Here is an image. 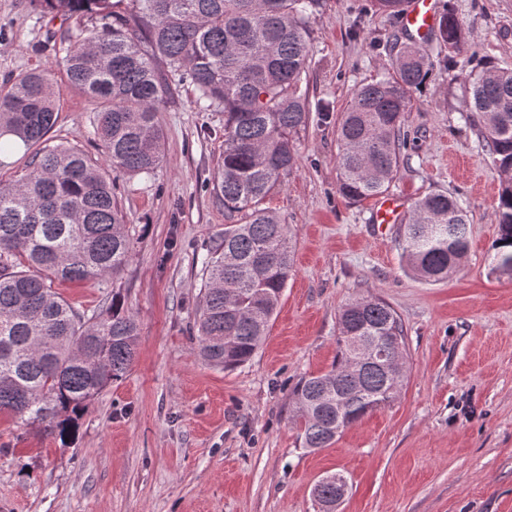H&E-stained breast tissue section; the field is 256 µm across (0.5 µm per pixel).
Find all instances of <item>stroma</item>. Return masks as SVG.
<instances>
[{
    "instance_id": "35a3bbf8",
    "label": "stroma",
    "mask_w": 512,
    "mask_h": 512,
    "mask_svg": "<svg viewBox=\"0 0 512 512\" xmlns=\"http://www.w3.org/2000/svg\"><path fill=\"white\" fill-rule=\"evenodd\" d=\"M438 2L472 39L454 68L435 57L415 93L389 194L403 216L432 192L466 200L471 245L456 272L433 284L406 272L399 224H377L376 200L352 204L338 191L340 115L390 70L384 45L406 30L373 0H324L311 21L299 162L265 202L295 238L265 342L229 371L193 352L201 259L229 217L212 190L224 111L199 109L184 83L158 115L165 143L153 177L116 181L141 233L132 263L114 284L59 287L87 311L120 288L139 320L134 364L90 402L73 443L0 414V512H317L312 489L336 472L350 484L339 512H512V275L492 269L501 176L479 147L480 123L465 116L481 66L512 68V0ZM73 27L30 0H0V89L43 71L58 93L51 144L93 155L92 105L66 87ZM369 293L403 320L406 384L331 447L304 448L292 389L330 370L340 308Z\"/></svg>"
}]
</instances>
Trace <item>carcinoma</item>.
Returning <instances> with one entry per match:
<instances>
[{
	"label": "carcinoma",
	"mask_w": 512,
	"mask_h": 512,
	"mask_svg": "<svg viewBox=\"0 0 512 512\" xmlns=\"http://www.w3.org/2000/svg\"><path fill=\"white\" fill-rule=\"evenodd\" d=\"M42 13L76 23L65 55L68 87L94 102L93 135L102 159L71 145H46L57 119L45 73L20 74L0 90V155L34 149L25 176L0 183V413L75 436L87 403L131 369L137 316L120 290L87 314L58 283L116 280L133 258L134 225L114 197L117 177L149 176L162 160L157 114L173 87L188 82L197 103L224 108V151L214 191L238 217L201 260L194 351L232 370L265 341L294 267L293 232L261 202L296 168L293 136L309 120L302 89L311 20L322 0H31ZM104 21L86 28V17ZM468 34L449 11L425 44L391 40V72L361 85L338 126L339 192L352 203L388 192L406 143L400 132L413 93L433 69L431 43L447 61ZM469 111L483 126L481 148L503 175L494 269L512 273V70L486 66L472 81ZM407 268L439 283L468 253L463 203L444 192L417 200L399 242ZM358 336L404 355L398 313L377 296L355 297L339 312L336 361L292 390L305 448H327L349 427L396 401L404 363L352 352ZM321 480L315 501L336 503Z\"/></svg>",
	"instance_id": "cac0c4a2"
}]
</instances>
